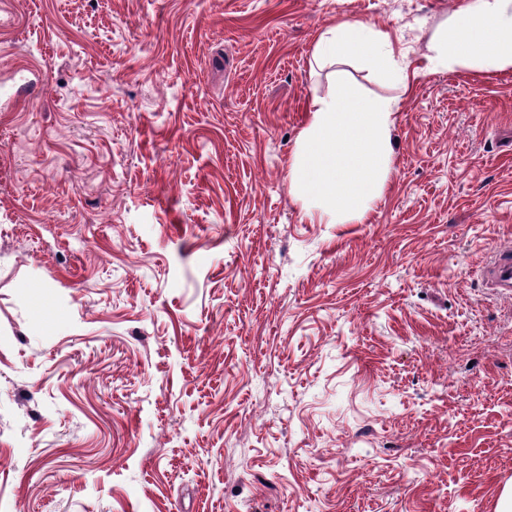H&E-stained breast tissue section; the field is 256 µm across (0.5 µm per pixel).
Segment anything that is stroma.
<instances>
[{
  "instance_id": "35a3bbf8",
  "label": "stroma",
  "mask_w": 512,
  "mask_h": 512,
  "mask_svg": "<svg viewBox=\"0 0 512 512\" xmlns=\"http://www.w3.org/2000/svg\"><path fill=\"white\" fill-rule=\"evenodd\" d=\"M463 0H0V512H498L512 487V70ZM406 82L360 224L287 172L331 68ZM429 68H512V1L467 0L428 46ZM358 57L374 71L386 77H401L405 68L396 56L387 33L364 21H343L324 29L313 47L317 64H343ZM491 274L498 283L499 288L505 291L512 288V250L510 246L507 248H497Z\"/></svg>"
}]
</instances>
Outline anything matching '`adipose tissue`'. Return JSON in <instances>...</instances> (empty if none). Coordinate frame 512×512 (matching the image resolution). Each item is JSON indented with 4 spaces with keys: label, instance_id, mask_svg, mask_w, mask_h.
<instances>
[{
    "label": "adipose tissue",
    "instance_id": "1",
    "mask_svg": "<svg viewBox=\"0 0 512 512\" xmlns=\"http://www.w3.org/2000/svg\"><path fill=\"white\" fill-rule=\"evenodd\" d=\"M352 57L386 77L404 74L389 35L367 22L343 21L318 35L316 63L340 65ZM426 59L432 68H512V0H467L431 41ZM397 110L396 98L365 93L338 74L331 91L313 98L288 169L307 216L330 224L366 219L391 170Z\"/></svg>",
    "mask_w": 512,
    "mask_h": 512
}]
</instances>
